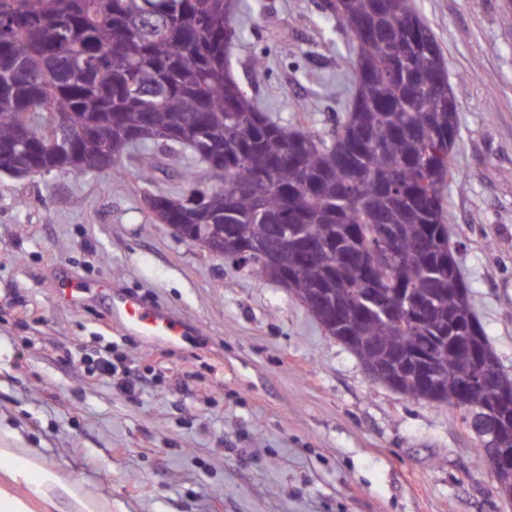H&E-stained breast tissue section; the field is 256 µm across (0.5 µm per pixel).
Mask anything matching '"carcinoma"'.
Returning a JSON list of instances; mask_svg holds the SVG:
<instances>
[{
	"instance_id": "obj_1",
	"label": "carcinoma",
	"mask_w": 512,
	"mask_h": 512,
	"mask_svg": "<svg viewBox=\"0 0 512 512\" xmlns=\"http://www.w3.org/2000/svg\"><path fill=\"white\" fill-rule=\"evenodd\" d=\"M325 21L347 43L353 85L332 134L272 120L235 78L239 0H0V166L112 174L135 158L150 185L159 154L188 149L224 173L204 185L185 171L178 194L151 192L148 209L187 233L208 224L227 254L260 275L269 243L291 257L299 294L347 308L333 336L372 337V362L439 352L438 378L453 405L461 376L490 350L449 244L444 189L465 187L455 166L458 106L440 47L414 0H323ZM67 115L78 137L49 152L47 119ZM276 224L298 226L273 236ZM390 241L388 262L372 256ZM408 319L392 313L400 290ZM492 391L459 406L481 437L512 423L488 414Z\"/></svg>"
}]
</instances>
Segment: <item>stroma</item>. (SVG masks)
Here are the masks:
<instances>
[{
	"label": "stroma",
	"mask_w": 512,
	"mask_h": 512,
	"mask_svg": "<svg viewBox=\"0 0 512 512\" xmlns=\"http://www.w3.org/2000/svg\"><path fill=\"white\" fill-rule=\"evenodd\" d=\"M321 0H245L235 76L270 115L329 135L347 46ZM448 66L464 191L448 234L472 307L512 375V8L415 0ZM265 69L253 75L254 58ZM125 175L0 173V493L28 512H512L459 409L374 382L281 285L153 222ZM88 289L64 302L59 279ZM180 321L128 331L127 296ZM110 357L112 375L97 364ZM71 495H33L30 454Z\"/></svg>",
	"instance_id": "stroma-1"
}]
</instances>
